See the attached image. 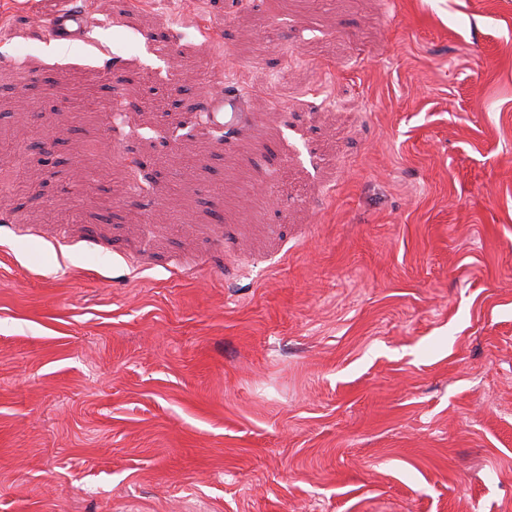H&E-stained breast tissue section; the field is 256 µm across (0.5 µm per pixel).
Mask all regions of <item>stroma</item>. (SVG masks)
I'll return each mask as SVG.
<instances>
[{
    "mask_svg": "<svg viewBox=\"0 0 512 512\" xmlns=\"http://www.w3.org/2000/svg\"><path fill=\"white\" fill-rule=\"evenodd\" d=\"M38 2L0 0V512H512V0H177L180 41L78 0L62 49ZM54 38L78 39L82 38L87 30L88 15L79 9L62 10L46 20L39 21ZM198 117L213 124L232 127L247 118L244 100L237 93L212 92L200 103Z\"/></svg>",
    "mask_w": 512,
    "mask_h": 512,
    "instance_id": "1",
    "label": "stroma"
}]
</instances>
